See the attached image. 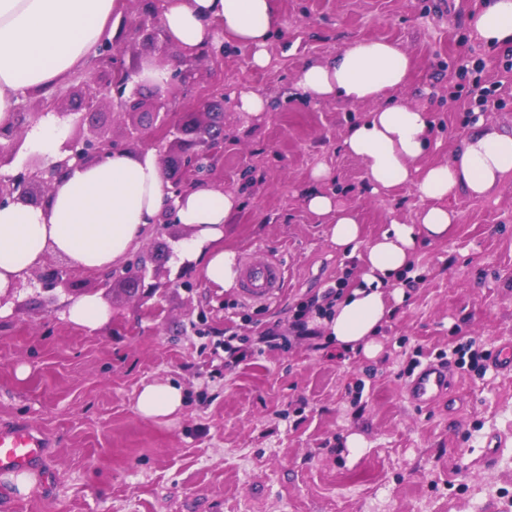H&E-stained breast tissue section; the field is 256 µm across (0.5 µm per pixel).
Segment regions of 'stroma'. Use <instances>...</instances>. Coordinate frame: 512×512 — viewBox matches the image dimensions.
<instances>
[{
  "mask_svg": "<svg viewBox=\"0 0 512 512\" xmlns=\"http://www.w3.org/2000/svg\"><path fill=\"white\" fill-rule=\"evenodd\" d=\"M146 0H122L111 39L125 63L149 55L133 24ZM486 0H276L282 25L267 67L242 45L224 47V165L216 187L241 207L223 244L279 258L287 285L276 303L247 306L178 263L191 227L147 237L154 262L138 292L83 274L75 284L107 309L96 330L71 323L73 295L26 287L0 307V429L25 425L52 445L25 496L0 479V512H512V371L455 367L457 346H512V182L485 199L458 195L447 239L421 245L404 300L369 359L337 349L320 323L294 327L297 306L344 291L358 265L330 242L325 218L303 204L311 170L327 165L328 191L355 206L364 241L391 220L409 224L424 203L401 186L372 193L362 163L340 144L370 104L312 102L294 94L299 70L349 43L386 38L413 60L399 100L430 112L445 161L477 121L512 132V43L488 46L471 27ZM490 91L487 103L473 84ZM268 101L244 118L232 91ZM278 324L275 345L262 342ZM235 335L246 360L224 363ZM451 362V387L432 407L411 405L406 383L425 364ZM172 383L180 412L148 419L143 384ZM366 442L351 454L344 441Z\"/></svg>",
  "mask_w": 512,
  "mask_h": 512,
  "instance_id": "stroma-1",
  "label": "stroma"
}]
</instances>
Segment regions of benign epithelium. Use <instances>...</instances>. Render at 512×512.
<instances>
[{"label":"benign epithelium","mask_w":512,"mask_h":512,"mask_svg":"<svg viewBox=\"0 0 512 512\" xmlns=\"http://www.w3.org/2000/svg\"><path fill=\"white\" fill-rule=\"evenodd\" d=\"M163 0L147 3L145 14L134 25L135 35L146 41L157 40V29L161 27ZM224 59V45L206 44L196 49H187L178 60L175 72L167 81L176 86L180 93H171L158 99L152 109H144L143 97L139 88L146 79L142 78L143 68L127 66L112 54L106 45L99 47L96 63L107 68V79L101 83L94 74H89L83 82V90L78 93L79 111L66 112L59 107V96L42 99L41 111L25 112L23 106L15 108L13 119L0 125V169L11 163L23 145L25 132L37 125L47 114L52 113L62 121L72 120L81 129L88 127L89 134H71L61 146L62 159L46 166L33 156L26 161L22 170L15 174L0 172V206L10 203L44 207L49 202L55 185L68 177L77 167L97 164L117 151H127V145L115 141L104 130L107 113L100 107L107 105L119 114H138L139 122L133 124L129 138L155 151L162 171L166 192V204L151 225V232L159 233L166 226L175 223V200L200 187L210 186V176L220 163L224 162V127L215 120L211 112V100H224V81H215L206 97L197 100L201 114L210 118L203 128L189 127L176 120L179 95H187L195 88L201 77L200 62L219 63ZM180 133L181 153L174 157L164 154V146L169 137ZM152 257L142 252L130 258L119 268L108 267L90 271L100 285H110L115 277L130 280H143L148 274V264ZM38 282L41 288L52 290L62 287L70 289L73 284L71 267L67 265L42 264L31 270L24 278L15 281L6 294H0V304L13 293L25 286Z\"/></svg>","instance_id":"benign-epithelium-1"}]
</instances>
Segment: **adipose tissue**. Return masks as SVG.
Listing matches in <instances>:
<instances>
[{
  "label": "adipose tissue",
  "mask_w": 512,
  "mask_h": 512,
  "mask_svg": "<svg viewBox=\"0 0 512 512\" xmlns=\"http://www.w3.org/2000/svg\"><path fill=\"white\" fill-rule=\"evenodd\" d=\"M120 0H0V124L14 113L20 93L56 87L84 70L110 35ZM165 37L194 48L221 37L249 47L252 62H270L268 45L281 19L275 0H165ZM476 35L487 45L512 42V0H490L473 18ZM411 55L386 39L358 40L335 57L304 65L294 83L303 96L346 105L371 104L352 125L342 150L364 167L372 190L411 186L425 206L413 223L392 222L380 238L361 240L356 208L326 191L333 174L318 165L304 205L329 217L328 235L337 250L360 259V275L323 320L338 348L372 358L382 345L380 326L402 302L395 282L404 277L418 247L447 238L457 221L445 202L459 194L482 199L512 179V133L476 124L447 160L423 168L420 160L434 146L433 122L424 109L389 99L406 87ZM65 129L47 116L24 139L26 151L56 162ZM165 204L163 177L153 151L119 152L103 162L75 169L55 186L48 208L11 204L0 207V292L42 263L46 253L65 256L85 269L123 265L150 232ZM231 193L202 188L176 203L178 223L191 226L177 248L180 262L198 265L205 280L235 287L237 254L220 248L224 226L239 208ZM183 405L180 388L169 383L142 387L135 408L145 418H165Z\"/></svg>",
  "instance_id": "1"
}]
</instances>
